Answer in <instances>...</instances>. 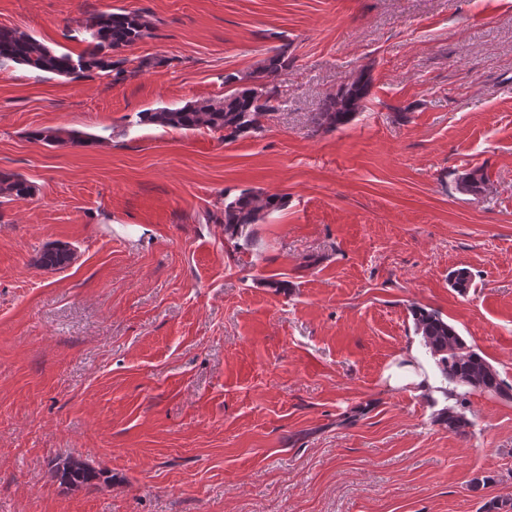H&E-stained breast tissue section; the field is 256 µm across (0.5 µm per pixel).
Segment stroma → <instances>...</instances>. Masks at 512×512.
I'll return each instance as SVG.
<instances>
[{
	"label": "stroma",
	"instance_id": "35a3bbf8",
	"mask_svg": "<svg viewBox=\"0 0 512 512\" xmlns=\"http://www.w3.org/2000/svg\"><path fill=\"white\" fill-rule=\"evenodd\" d=\"M116 8L153 25L122 83L0 65V172L34 187L0 204V512L512 504V401L469 394L449 432L411 315L440 312L512 386V0H0V26L75 57ZM282 44L262 133L139 123ZM366 65L361 112L320 126ZM473 170L484 192H458ZM246 189L285 204L238 247L215 217ZM55 241L72 262L39 269ZM407 350L427 390L389 385ZM57 456L111 487L66 489Z\"/></svg>",
	"mask_w": 512,
	"mask_h": 512
}]
</instances>
